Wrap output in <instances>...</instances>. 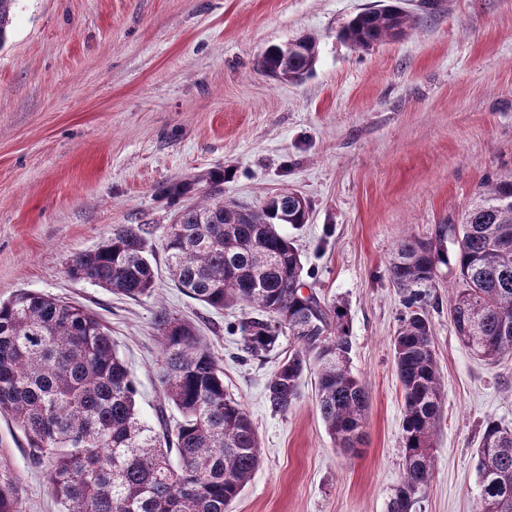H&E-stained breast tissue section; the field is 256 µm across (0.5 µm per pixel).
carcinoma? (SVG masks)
<instances>
[{
    "mask_svg": "<svg viewBox=\"0 0 512 512\" xmlns=\"http://www.w3.org/2000/svg\"><path fill=\"white\" fill-rule=\"evenodd\" d=\"M17 0H0V46ZM415 19L386 0L356 14L342 38L358 49L406 33ZM318 59L316 39L274 44L260 72L296 83ZM221 169L203 179L169 182L159 197L173 210L163 250L173 285L220 312L250 309L237 323L246 358L270 352L280 332L297 343L266 384L271 409L300 398L305 372L316 375V409L336 447L361 443L369 396L350 366L347 307L327 303L304 281L294 240L281 226L308 223L307 201L282 192L252 209L224 200ZM153 227L114 224L98 247L72 256L67 273L138 301L155 288ZM458 287L448 320L461 344L489 365L512 354V169L486 178L458 223L437 224L425 239L397 243L388 262L404 312L392 339L403 395V478L388 512H412L433 477L436 425L445 399L428 307L443 270ZM158 383V425L136 410L135 379L91 310L29 290L0 301V416L25 433L45 467L62 512H228L260 465L258 434L244 406L226 394L224 370L196 326L165 308ZM176 412L174 421L167 410ZM477 512H512V429L483 426L476 449ZM0 512H23L22 483L0 462Z\"/></svg>",
    "mask_w": 512,
    "mask_h": 512,
    "instance_id": "1",
    "label": "carcinoma"
}]
</instances>
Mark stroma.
I'll use <instances>...</instances> for the list:
<instances>
[{
	"mask_svg": "<svg viewBox=\"0 0 512 512\" xmlns=\"http://www.w3.org/2000/svg\"><path fill=\"white\" fill-rule=\"evenodd\" d=\"M377 0H18L0 47V300L19 290L94 311L133 373L138 411L158 405L159 308L192 320L224 368V389L258 433L261 464L232 512H387L403 476V399L392 338L402 309L387 265L395 244L458 220L487 175L512 166V0H401L405 35L362 50L341 32ZM310 34L314 72L298 83L257 68L272 44ZM223 168L224 197L250 207L285 191L310 206L284 226L317 293L345 303L351 370L369 393L358 453L336 448L304 375L288 413L265 386L296 347L240 360L218 313L159 275L132 301L68 276L73 255L116 224H149L155 266L172 214L157 186ZM432 293L445 401L434 474L416 512H475L474 450L487 420L512 427V356L474 358ZM0 459L20 475L24 512H61L22 429L0 416Z\"/></svg>",
	"mask_w": 512,
	"mask_h": 512,
	"instance_id": "obj_1",
	"label": "stroma"
}]
</instances>
